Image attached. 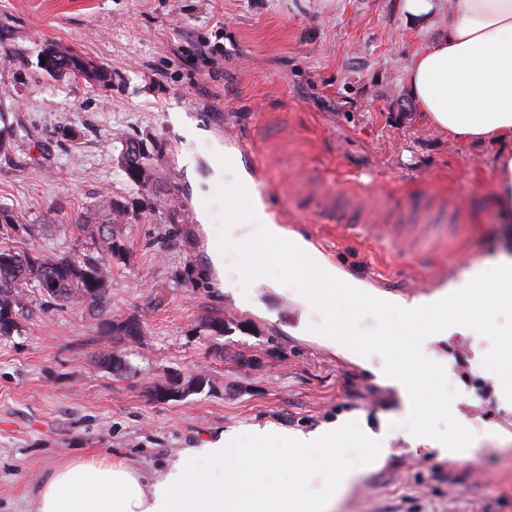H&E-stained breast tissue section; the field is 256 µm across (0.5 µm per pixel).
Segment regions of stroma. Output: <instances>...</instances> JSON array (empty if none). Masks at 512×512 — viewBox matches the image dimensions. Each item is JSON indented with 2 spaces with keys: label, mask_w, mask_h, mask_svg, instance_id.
<instances>
[{
  "label": "stroma",
  "mask_w": 512,
  "mask_h": 512,
  "mask_svg": "<svg viewBox=\"0 0 512 512\" xmlns=\"http://www.w3.org/2000/svg\"><path fill=\"white\" fill-rule=\"evenodd\" d=\"M402 4L0 0V128L13 141L0 155V206L41 225L35 247L76 254L85 243L72 216L135 204L116 227L128 258L112 267V310L142 327L137 341L112 338L83 306L44 310L30 293L19 333L0 340V512H34L42 478L75 459L118 454L155 475L210 435L247 445L255 428L271 427L275 447L278 434L343 419L387 431L391 452L364 468L335 512H512V398L496 365L512 343V315L487 308L481 328L430 345L443 368L419 422L402 415L394 388L329 346L320 313L296 333L293 297L305 280L265 265L241 284L256 296L251 306L220 291L208 255L210 242H223L231 276L245 261L224 239L233 187L211 166L215 148L238 152L241 138L263 161L271 188L262 198L287 213L284 230L317 238L333 264L396 300L432 295L439 271L483 268L512 235L494 198L497 145L434 130L406 88L411 59L447 35L448 15L412 21ZM48 43L102 65L111 83L49 75ZM127 136L151 153L154 207L138 206L118 162ZM308 171L338 191L358 187L388 214L433 207L428 247L367 242L358 211L350 234L325 227L305 196ZM211 317L230 332L207 336L200 323ZM113 351L123 375L97 361ZM239 353L254 366L237 362ZM199 367L211 388L178 402L147 399L154 374ZM421 434L466 448L442 458L412 446Z\"/></svg>",
  "instance_id": "stroma-1"
}]
</instances>
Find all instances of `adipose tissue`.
<instances>
[{
    "mask_svg": "<svg viewBox=\"0 0 512 512\" xmlns=\"http://www.w3.org/2000/svg\"><path fill=\"white\" fill-rule=\"evenodd\" d=\"M403 8L409 17L425 19L447 10V36L412 58L407 88L433 128L498 145L495 200L504 221H512V0H404ZM212 164L233 178L234 191L224 202V236L245 245L244 273L254 275L279 262L310 281L295 298L301 309L297 333L307 332L308 313L318 308L329 344L365 363L378 342L352 328L354 311L363 305L402 309L405 323L389 331L390 359L376 374L398 391L407 415L425 414L424 388L434 372L420 360L431 342L471 330L489 297L512 312V254H499L480 271L463 272L450 291L397 303L330 262L301 235L285 232L240 159L221 149ZM265 438L262 429L255 430L249 446L229 436L210 438L184 449L179 461L152 477L121 457L73 460L40 483L35 512H331L333 500L319 503L298 491L306 459L320 457L331 487L345 489L359 477L357 470L336 463L346 441L364 448L370 466L383 464L389 454L375 445L372 430L352 431L342 423L288 434L282 448L265 447Z\"/></svg>",
    "mask_w": 512,
    "mask_h": 512,
    "instance_id": "ef3b65f1",
    "label": "adipose tissue"
}]
</instances>
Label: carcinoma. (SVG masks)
I'll use <instances>...</instances> for the list:
<instances>
[{
  "label": "carcinoma",
  "instance_id": "carcinoma-1",
  "mask_svg": "<svg viewBox=\"0 0 512 512\" xmlns=\"http://www.w3.org/2000/svg\"><path fill=\"white\" fill-rule=\"evenodd\" d=\"M54 51L55 75L83 76L85 62L72 48L50 43L42 53ZM120 164L129 181L147 190L151 180V156L136 150L134 138L121 139ZM126 207L108 202L105 219L93 222L79 216L74 227L86 243L78 255L18 251L0 244V340L19 332V319L27 309V290L34 286L49 308L61 302H77L102 321L105 332L123 338L141 335V325L112 313V261L126 259L127 251L112 226L126 220ZM41 225L25 223L18 212L0 208V241L17 237L37 239Z\"/></svg>",
  "mask_w": 512,
  "mask_h": 512
}]
</instances>
